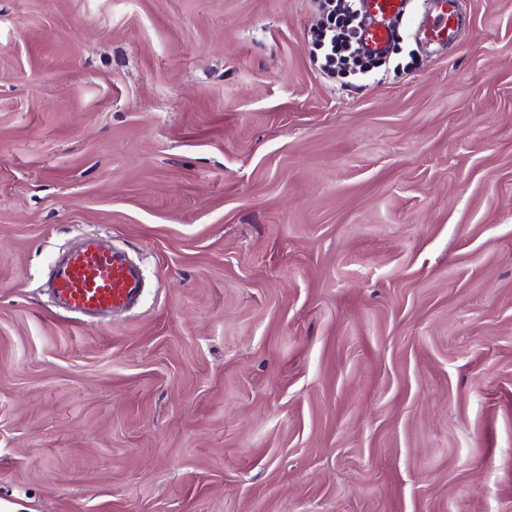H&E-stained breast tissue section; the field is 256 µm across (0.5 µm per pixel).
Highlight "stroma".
I'll list each match as a JSON object with an SVG mask.
<instances>
[{
	"label": "stroma",
	"mask_w": 512,
	"mask_h": 512,
	"mask_svg": "<svg viewBox=\"0 0 512 512\" xmlns=\"http://www.w3.org/2000/svg\"><path fill=\"white\" fill-rule=\"evenodd\" d=\"M423 5L328 77L312 0H0V512H512V0ZM461 17V1L429 0L426 15L419 24L418 33L424 45L441 46L456 34ZM142 272L122 251L89 235L53 269L49 288L62 309L90 316L132 307L140 298Z\"/></svg>",
	"instance_id": "1"
}]
</instances>
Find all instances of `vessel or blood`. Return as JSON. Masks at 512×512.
Here are the masks:
<instances>
[{"label": "vessel or blood", "instance_id": "vessel-or-blood-1", "mask_svg": "<svg viewBox=\"0 0 512 512\" xmlns=\"http://www.w3.org/2000/svg\"><path fill=\"white\" fill-rule=\"evenodd\" d=\"M405 0H364L368 22L363 42L370 52L385 53L394 39L393 18L404 12ZM461 17L460 0H428L418 33L424 45L441 46L456 34ZM53 295L62 309L84 315L116 312L132 307L140 298L142 272L124 252L87 236L78 249L53 269Z\"/></svg>", "mask_w": 512, "mask_h": 512}]
</instances>
